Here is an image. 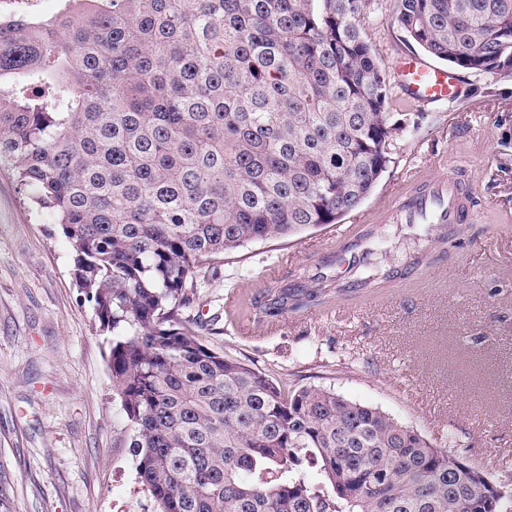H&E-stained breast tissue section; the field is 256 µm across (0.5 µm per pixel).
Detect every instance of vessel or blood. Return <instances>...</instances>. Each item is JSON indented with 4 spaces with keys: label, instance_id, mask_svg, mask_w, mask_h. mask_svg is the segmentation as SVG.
Segmentation results:
<instances>
[{
    "label": "vessel or blood",
    "instance_id": "vessel-or-blood-1",
    "mask_svg": "<svg viewBox=\"0 0 512 512\" xmlns=\"http://www.w3.org/2000/svg\"><path fill=\"white\" fill-rule=\"evenodd\" d=\"M394 80L404 95L418 104L448 100L461 88L456 73L420 58L398 61ZM468 201L467 190L456 181H430L412 193L398 194L390 220L395 224H457L467 217Z\"/></svg>",
    "mask_w": 512,
    "mask_h": 512
}]
</instances>
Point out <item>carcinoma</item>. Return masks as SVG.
Instances as JSON below:
<instances>
[{
  "label": "carcinoma",
  "mask_w": 512,
  "mask_h": 512,
  "mask_svg": "<svg viewBox=\"0 0 512 512\" xmlns=\"http://www.w3.org/2000/svg\"><path fill=\"white\" fill-rule=\"evenodd\" d=\"M374 0H65L0 11V165L68 240L111 335L112 391L156 512H503L512 488L336 392L288 393L202 343L198 269L335 224L395 136L363 38ZM404 41L512 74V0H395ZM390 272L356 279L370 288ZM328 278L268 290L264 317L324 303ZM332 487L324 492L323 485ZM11 4L14 10L23 12L36 13L40 11L39 15L43 18H52L63 8L64 2L62 0H3L1 2V9L5 4Z\"/></svg>",
  "instance_id": "cac0c4a2"
}]
</instances>
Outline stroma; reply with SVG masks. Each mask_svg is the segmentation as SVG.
Listing matches in <instances>:
<instances>
[{
  "label": "stroma",
  "mask_w": 512,
  "mask_h": 512,
  "mask_svg": "<svg viewBox=\"0 0 512 512\" xmlns=\"http://www.w3.org/2000/svg\"><path fill=\"white\" fill-rule=\"evenodd\" d=\"M375 0L364 38L393 73L408 53ZM462 93L424 108L398 136L371 195L339 224L247 244L200 277L198 313L217 318L206 345L258 368L283 390L315 385L382 410L431 445L512 480V78L462 71ZM452 175L473 193L464 232L391 224L408 174ZM424 238L423 264L397 248ZM376 254L393 278L352 287L351 262ZM331 276L324 304L273 320L265 289L303 272ZM106 336L73 277L70 245L0 167V512H153L138 482L132 435L112 393Z\"/></svg>",
  "instance_id": "1"
}]
</instances>
